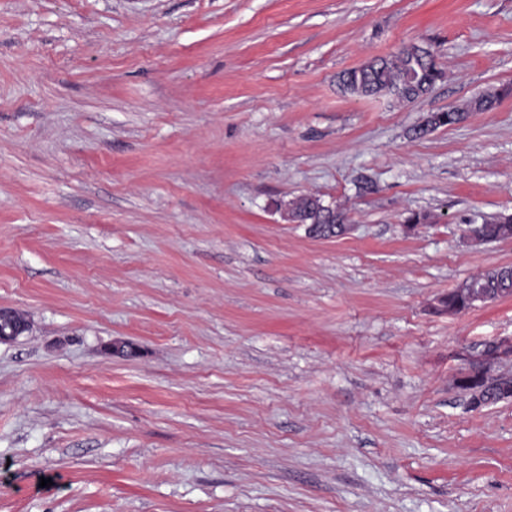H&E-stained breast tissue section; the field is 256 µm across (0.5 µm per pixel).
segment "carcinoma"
<instances>
[{"label": "carcinoma", "instance_id": "1", "mask_svg": "<svg viewBox=\"0 0 512 512\" xmlns=\"http://www.w3.org/2000/svg\"><path fill=\"white\" fill-rule=\"evenodd\" d=\"M413 76L419 86H432L442 79L443 72L438 68L434 53L425 47L413 45L390 58H379L368 64L345 72L340 82L345 93L356 97L387 95L395 100L410 99L408 76ZM465 108H450L428 117L425 125L431 129L453 126L465 118ZM288 219L299 224H322L326 235L333 234V228L345 223L346 216L341 210L331 214L323 208L320 199L301 196L288 202ZM478 233L486 240H504L512 234V216L479 226ZM478 286L495 296L512 295V270L501 267L489 270L476 277ZM483 404H494L512 398V378L502 376L483 392Z\"/></svg>", "mask_w": 512, "mask_h": 512}]
</instances>
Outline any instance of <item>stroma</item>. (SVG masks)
I'll return each instance as SVG.
<instances>
[{"label":"stroma","instance_id":"35a3bbf8","mask_svg":"<svg viewBox=\"0 0 512 512\" xmlns=\"http://www.w3.org/2000/svg\"><path fill=\"white\" fill-rule=\"evenodd\" d=\"M414 44L424 98L342 90ZM502 214L512 0H0V512H512V399L455 384L512 297L439 304ZM331 209L335 207L328 206ZM288 220L297 222L299 224H324L326 227V236L334 235L333 228L336 227V236L339 225L341 224L340 232L343 234L347 229L345 223L346 216L342 210L336 209V214H331L323 208L320 199L313 196H301L295 200L289 201L288 205Z\"/></svg>","mask_w":512,"mask_h":512}]
</instances>
